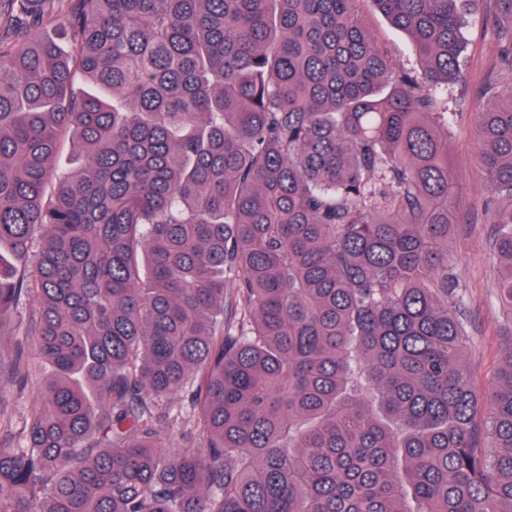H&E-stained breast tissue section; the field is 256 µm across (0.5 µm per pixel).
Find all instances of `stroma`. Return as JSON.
<instances>
[{
  "instance_id": "35a3bbf8",
  "label": "stroma",
  "mask_w": 512,
  "mask_h": 512,
  "mask_svg": "<svg viewBox=\"0 0 512 512\" xmlns=\"http://www.w3.org/2000/svg\"><path fill=\"white\" fill-rule=\"evenodd\" d=\"M361 9L375 40L388 57L401 66L419 68L406 34L392 28L370 0H363ZM498 16V0H479L467 27L465 79L439 90L442 109L449 118L448 148L457 178L448 264L464 290L470 336L465 365L481 392L486 390L497 369L506 324L498 303L493 273L495 260L490 246L492 229L483 202L486 172L472 122L475 108L489 102V89H502L508 80L493 26Z\"/></svg>"
}]
</instances>
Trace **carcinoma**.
Here are the masks:
<instances>
[{
  "label": "carcinoma",
  "mask_w": 512,
  "mask_h": 512,
  "mask_svg": "<svg viewBox=\"0 0 512 512\" xmlns=\"http://www.w3.org/2000/svg\"><path fill=\"white\" fill-rule=\"evenodd\" d=\"M360 2L0 0V328L35 304L56 371L0 512H512V84L473 113L509 315L481 394L437 94L477 0H369L418 70ZM361 9L372 35L388 57L400 66L419 69V60L411 51L406 34L392 28L370 2H363Z\"/></svg>",
  "instance_id": "carcinoma-1"
}]
</instances>
